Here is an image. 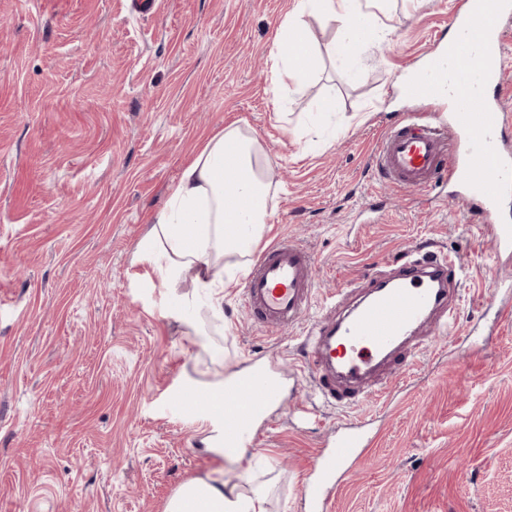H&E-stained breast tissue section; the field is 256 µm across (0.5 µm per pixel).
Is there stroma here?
<instances>
[{"label": "stroma", "mask_w": 512, "mask_h": 512, "mask_svg": "<svg viewBox=\"0 0 512 512\" xmlns=\"http://www.w3.org/2000/svg\"><path fill=\"white\" fill-rule=\"evenodd\" d=\"M460 0H385L374 38L334 52L304 15L317 68L275 89L272 46L297 0H0V512H165L184 482L254 490L268 512H304L315 454L345 423L370 424L366 455L331 512H512V257L448 183L407 191L371 158L404 104L396 83L436 55ZM335 93L331 119L319 104ZM236 124L271 168L270 229L315 263L308 321L407 253L459 256L453 332L421 328L409 364L383 367V400L291 410L312 379L306 324L253 325L241 288L220 311L187 308L193 281L162 286L134 259L202 143ZM259 364L286 399L241 459L223 458L179 387Z\"/></svg>", "instance_id": "1"}]
</instances>
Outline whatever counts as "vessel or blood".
<instances>
[{
    "label": "vessel or blood",
    "mask_w": 512,
    "mask_h": 512,
    "mask_svg": "<svg viewBox=\"0 0 512 512\" xmlns=\"http://www.w3.org/2000/svg\"><path fill=\"white\" fill-rule=\"evenodd\" d=\"M449 14V28H462L463 40L448 47L447 59L430 57L423 81L407 85L403 98L407 112L388 124L372 160L380 178L392 184L430 192L446 182L463 186L464 199L485 215L486 229L497 252L512 254V152L502 147L504 130L512 127V110L503 98L485 100L481 86L496 83L505 61L500 21L512 15V0H482ZM464 102L453 127L443 120L421 121V102L443 97ZM460 260L442 256L431 261L400 260L393 276H374L368 300L353 314L336 321L321 318L308 331L307 366L323 403L341 405L344 394L373 398L384 386L366 382L372 368L392 362L398 341H409L435 313L446 310L449 269H461ZM315 268L308 253L282 239L255 262L248 275L243 304L252 320L270 330L301 323L314 292ZM283 400L279 385L256 377L226 389L221 398L192 388H180L175 409L184 417L207 408L223 427V443L232 449L247 434L241 417L267 418ZM365 446L352 429L320 450L303 486L306 512H328L337 473L357 460Z\"/></svg>",
    "instance_id": "b4317fda"
}]
</instances>
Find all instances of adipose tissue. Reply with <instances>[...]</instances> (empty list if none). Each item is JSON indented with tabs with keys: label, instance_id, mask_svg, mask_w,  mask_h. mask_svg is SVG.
Wrapping results in <instances>:
<instances>
[{
	"label": "adipose tissue",
	"instance_id": "1",
	"mask_svg": "<svg viewBox=\"0 0 512 512\" xmlns=\"http://www.w3.org/2000/svg\"><path fill=\"white\" fill-rule=\"evenodd\" d=\"M373 0H300L274 40L280 79L300 83L317 54L299 28V13L311 10L339 25V54L374 30ZM272 176L255 138L239 126L214 133L183 169L167 206L135 246L137 261L148 263L161 284L173 286L192 273L197 292L188 305L208 301L220 309L226 288L245 277L249 259L266 229ZM165 512H266L259 493L203 479L184 482Z\"/></svg>",
	"mask_w": 512,
	"mask_h": 512
}]
</instances>
